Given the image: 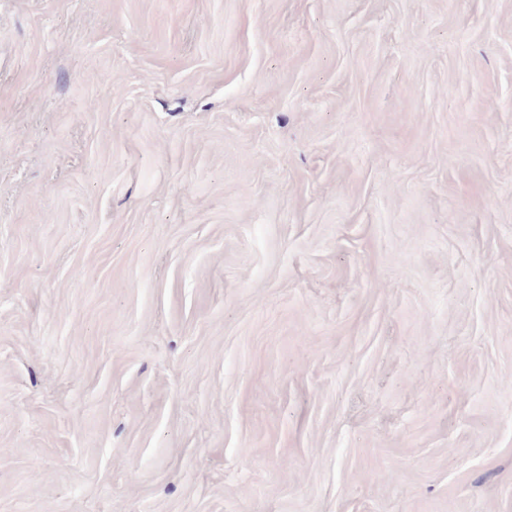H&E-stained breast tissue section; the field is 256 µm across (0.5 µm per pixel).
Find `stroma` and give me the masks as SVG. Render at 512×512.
<instances>
[{
    "instance_id": "stroma-1",
    "label": "stroma",
    "mask_w": 512,
    "mask_h": 512,
    "mask_svg": "<svg viewBox=\"0 0 512 512\" xmlns=\"http://www.w3.org/2000/svg\"><path fill=\"white\" fill-rule=\"evenodd\" d=\"M0 512H512V0H0Z\"/></svg>"
}]
</instances>
